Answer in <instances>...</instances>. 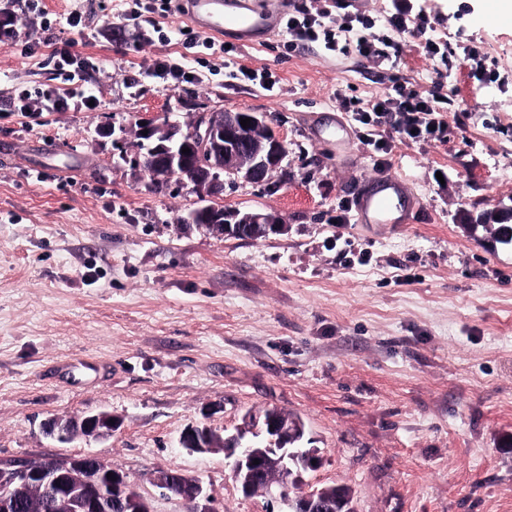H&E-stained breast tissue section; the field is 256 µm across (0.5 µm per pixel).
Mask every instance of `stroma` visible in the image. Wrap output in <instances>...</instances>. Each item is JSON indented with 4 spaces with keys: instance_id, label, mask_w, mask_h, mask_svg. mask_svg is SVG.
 I'll use <instances>...</instances> for the list:
<instances>
[{
    "instance_id": "stroma-1",
    "label": "stroma",
    "mask_w": 512,
    "mask_h": 512,
    "mask_svg": "<svg viewBox=\"0 0 512 512\" xmlns=\"http://www.w3.org/2000/svg\"><path fill=\"white\" fill-rule=\"evenodd\" d=\"M30 1L0 0L20 20L0 43V145L12 150L0 157V459L91 454L153 512H186L148 481L175 468L198 476L219 512H271L243 495L223 452L179 437L197 424L231 434L275 408L320 450L306 482L348 486L358 512H512V247L462 220L512 205V88L410 42L380 67L289 46L284 32L213 52L171 16L161 38L143 22L111 34L127 0ZM342 2L380 30L411 6L433 38L478 46L488 71L512 75V23L486 26L481 0ZM74 13L81 27L68 25ZM50 33L74 41L77 73L58 67ZM163 56L182 60V81L156 77ZM241 66L268 73L273 91L234 78ZM398 77L446 102V141L397 139L383 154L356 137L344 162L306 133L304 116L325 110L358 130L341 99L390 93ZM73 87L65 108H17L21 89ZM196 104L267 114L287 174L225 179L215 203L277 214L285 232L244 241L184 223L190 188L134 168V122L182 120ZM103 124L112 135H98ZM380 173L416 191L413 224L356 223L353 190ZM65 358L103 362L111 378L66 386L49 374ZM99 411L119 422L108 437L41 432Z\"/></svg>"
}]
</instances>
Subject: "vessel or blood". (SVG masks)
<instances>
[{
  "instance_id": "vessel-or-blood-1",
  "label": "vessel or blood",
  "mask_w": 512,
  "mask_h": 512,
  "mask_svg": "<svg viewBox=\"0 0 512 512\" xmlns=\"http://www.w3.org/2000/svg\"><path fill=\"white\" fill-rule=\"evenodd\" d=\"M180 20L214 38H231L244 47H255L280 33L290 0H174ZM309 135L319 142H332L336 153L350 157L351 134L346 122L329 113L311 115ZM352 206L357 223H411L420 208V199L403 178L377 175L362 179L353 194ZM71 380L97 377L101 367L93 361L63 364Z\"/></svg>"
}]
</instances>
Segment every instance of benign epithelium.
<instances>
[{
	"mask_svg": "<svg viewBox=\"0 0 512 512\" xmlns=\"http://www.w3.org/2000/svg\"><path fill=\"white\" fill-rule=\"evenodd\" d=\"M248 118L243 127L240 121ZM137 121L132 132L138 143L151 144L149 161L156 180L175 178L196 194V206L184 218L187 223L204 222L230 237L265 236L282 231V219L272 213L241 211L211 205L224 188V177L262 183L282 168L286 147L266 117L258 112L209 111L191 113L181 123L166 114ZM190 152L184 154L182 150ZM112 414L100 411L81 418L54 417L42 425L43 434L61 442L77 437L112 434ZM304 429H296L276 418L254 420L236 433L219 436L210 428L190 426L180 445L198 452L222 451L243 493L263 485V494L284 506L282 512H355L331 498L310 492L290 495L303 482V473L321 465L316 448H300ZM259 463H253V460ZM113 474L108 478L107 474ZM149 482L164 494L179 497L188 512H216L210 506L202 480L181 470L168 469L151 475ZM49 502L53 512H151L138 492L118 469L93 455L68 458L0 460V512L36 509Z\"/></svg>",
	"mask_w": 512,
	"mask_h": 512,
	"instance_id": "obj_1",
	"label": "benign epithelium"
}]
</instances>
